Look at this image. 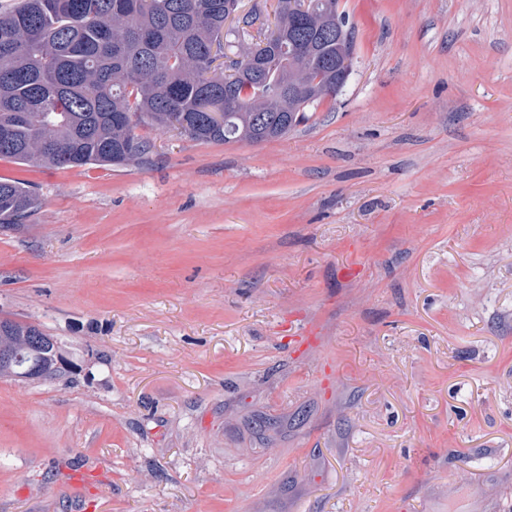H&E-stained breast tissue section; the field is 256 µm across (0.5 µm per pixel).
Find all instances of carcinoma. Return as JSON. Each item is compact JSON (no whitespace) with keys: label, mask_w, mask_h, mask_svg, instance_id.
Returning a JSON list of instances; mask_svg holds the SVG:
<instances>
[{"label":"carcinoma","mask_w":512,"mask_h":512,"mask_svg":"<svg viewBox=\"0 0 512 512\" xmlns=\"http://www.w3.org/2000/svg\"><path fill=\"white\" fill-rule=\"evenodd\" d=\"M231 0H19L0 13V158L58 168L147 159L140 123L174 127L198 142L257 144L305 119L288 99V74L328 75L336 61L339 0L305 26L294 0H277V30L256 54L216 63L224 45L249 36L259 15L225 28ZM37 208L26 185L0 179V224ZM26 361L52 368L60 351L38 327L15 323Z\"/></svg>","instance_id":"carcinoma-1"}]
</instances>
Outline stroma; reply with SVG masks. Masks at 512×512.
<instances>
[{"label": "stroma", "mask_w": 512, "mask_h": 512, "mask_svg": "<svg viewBox=\"0 0 512 512\" xmlns=\"http://www.w3.org/2000/svg\"><path fill=\"white\" fill-rule=\"evenodd\" d=\"M339 8L282 138L0 158V320L71 363L0 378V512H512V0ZM37 208V198L26 185L0 179V224H18Z\"/></svg>", "instance_id": "stroma-1"}]
</instances>
